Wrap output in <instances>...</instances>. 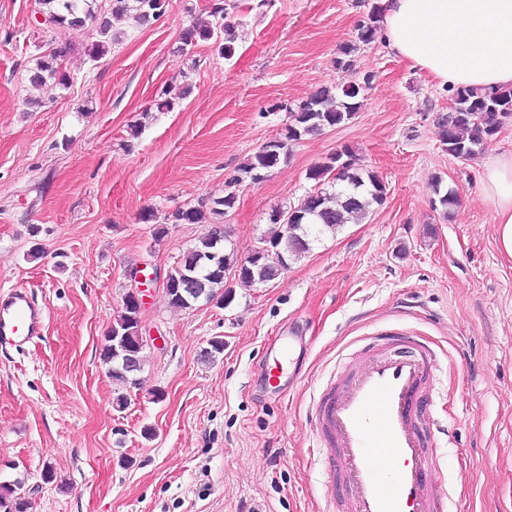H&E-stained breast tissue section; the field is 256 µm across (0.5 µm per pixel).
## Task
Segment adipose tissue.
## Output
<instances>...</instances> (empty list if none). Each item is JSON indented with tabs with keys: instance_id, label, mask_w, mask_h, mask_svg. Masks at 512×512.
I'll list each match as a JSON object with an SVG mask.
<instances>
[{
	"instance_id": "adipose-tissue-1",
	"label": "adipose tissue",
	"mask_w": 512,
	"mask_h": 512,
	"mask_svg": "<svg viewBox=\"0 0 512 512\" xmlns=\"http://www.w3.org/2000/svg\"><path fill=\"white\" fill-rule=\"evenodd\" d=\"M381 36L439 85H512V0H383ZM484 192L512 259V153L486 164Z\"/></svg>"
}]
</instances>
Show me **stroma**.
<instances>
[{"label": "stroma", "instance_id": "35a3bbf8", "mask_svg": "<svg viewBox=\"0 0 512 512\" xmlns=\"http://www.w3.org/2000/svg\"><path fill=\"white\" fill-rule=\"evenodd\" d=\"M237 3L233 56L199 44L192 72L180 36L208 0H170L146 27L113 19L120 41L97 60L94 22L61 32L38 0H0V290L26 289L46 314L40 339L0 348V482L24 479L29 512H350L329 502L308 414L355 341L406 334L440 348L430 420L445 512H512V259L481 167L512 153V118L475 156L453 157L437 129L449 87L379 38L352 72L336 67L381 0ZM62 42L69 88L32 86L29 68ZM348 81L366 84L353 120L291 143L262 181L232 185L313 91ZM164 94L173 111H156ZM344 148L385 183L381 206L272 282L234 286L229 306L176 309L148 284L142 386L109 377L99 352L135 287L129 271L170 269L205 231L171 224L158 237L144 213L235 191L224 229L242 260L273 211L303 203L308 171ZM450 189L458 202L445 209L438 193ZM293 325L308 350L281 399L258 354ZM216 336L223 353L203 361Z\"/></svg>", "mask_w": 512, "mask_h": 512}]
</instances>
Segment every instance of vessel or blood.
<instances>
[{"mask_svg": "<svg viewBox=\"0 0 512 512\" xmlns=\"http://www.w3.org/2000/svg\"><path fill=\"white\" fill-rule=\"evenodd\" d=\"M45 313L27 291L0 293V346L25 348L40 338ZM303 347L301 337L277 339L276 386ZM436 353L416 336H380L363 362H339L338 389L320 395L310 425L331 488L346 493L352 512H442L427 483L435 455L422 411L436 389Z\"/></svg>", "mask_w": 512, "mask_h": 512, "instance_id": "vessel-or-blood-1", "label": "vessel or blood"}]
</instances>
